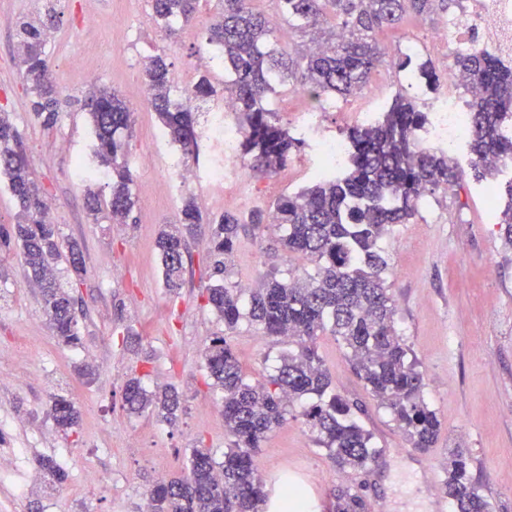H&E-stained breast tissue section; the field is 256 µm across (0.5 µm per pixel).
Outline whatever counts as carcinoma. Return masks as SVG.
<instances>
[{
	"label": "carcinoma",
	"mask_w": 512,
	"mask_h": 512,
	"mask_svg": "<svg viewBox=\"0 0 512 512\" xmlns=\"http://www.w3.org/2000/svg\"><path fill=\"white\" fill-rule=\"evenodd\" d=\"M199 2L152 0L153 18L173 37L196 25ZM252 2L215 0L217 12L206 26V44L222 53L224 82L217 83L205 69L187 93L212 106L226 99L235 104L231 118L247 130L238 154L260 177L279 172L289 153L304 145L269 100L276 85L299 74L302 90L318 102L363 98L370 73L383 62L379 30L398 26L411 13L446 16L451 22L459 5V0H275L278 18L294 29L305 34L319 29L330 10L342 32L340 37L331 33L315 53L299 47L291 54L273 47L270 17L256 11ZM55 22L51 9L46 20L24 21L18 30L20 76L32 94V111L47 125L56 121L61 104L44 51V30ZM451 57L466 80L471 130L464 155L476 180L486 182L494 195L508 198L500 223L512 243V180L499 182V169L489 165L512 163V67L494 51L466 45L453 48ZM396 68L406 73L407 88L392 96L374 124L349 128L351 152L336 176L315 180L246 216L226 211L208 223L195 196L187 194L180 222L159 233L156 246L169 292L180 287L183 272L184 255L176 251L177 245L201 235L213 274L224 277V283L211 285L206 296L224 327L232 330L246 318L264 335L285 338L294 348L282 355L280 366L265 381L252 384L244 378L227 338L210 340L203 357L214 386L224 391V430L230 444L222 462L208 448L192 449L186 475L150 490V512H265L267 493L255 455L290 417L301 420L336 467L366 470L375 465L380 449L355 416L361 407L339 394L327 395L330 379L316 345L319 333L327 329L412 448L426 451L437 439L441 422L424 398V374L409 360L410 348L395 327L385 245L400 226L414 222L428 195L459 185L465 170L448 151L430 149L418 137L429 124L428 100L442 87L432 61L406 54L398 58ZM142 72L149 103L166 135L183 155L195 154L196 118L192 109L171 99L167 54L149 57ZM83 109L95 135L96 170L110 188L104 203L99 194L88 191L92 211L112 224H124L136 205L128 164L133 113L118 92L106 87L89 93ZM0 175L19 207L12 229L0 230V249L20 250L28 277L42 290L58 343L76 347L81 343V314L57 279L55 266L62 261L79 276L84 272L82 253L75 243L62 246L56 225L46 220L30 159L17 131L2 116ZM272 213L280 231L277 244L306 256L316 272L289 278L270 273L246 294L231 280L239 231L244 224L260 228ZM305 398L312 403L294 410L293 403ZM179 405L173 387L152 392L139 377L124 384L123 406L132 414L153 406L172 422ZM51 410L58 429L66 432L78 426L79 412L66 397L54 396ZM447 474L443 492L452 512H491L490 493L469 475L463 454L448 463ZM334 498V512H369L365 497L354 488L341 489Z\"/></svg>",
	"instance_id": "carcinoma-1"
}]
</instances>
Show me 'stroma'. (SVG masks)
Masks as SVG:
<instances>
[{
	"label": "stroma",
	"mask_w": 512,
	"mask_h": 512,
	"mask_svg": "<svg viewBox=\"0 0 512 512\" xmlns=\"http://www.w3.org/2000/svg\"><path fill=\"white\" fill-rule=\"evenodd\" d=\"M50 9L59 21L45 51L63 95L56 122L46 126L32 112L31 93L19 75L16 33L21 22ZM198 9L196 28L170 38L156 24L151 0H0V111L22 137L33 176L54 205L52 222L62 241L82 251L81 276L63 267L57 275L87 312L81 345H59L18 250H0V512H147L148 491L183 475L192 448L211 449L220 461L230 442L221 397L206 383L202 350L210 338L226 336L253 382L264 381L288 348L245 320L225 330L205 301L213 280L204 242H188L177 294L164 287L156 239L163 225L177 223L181 202L170 197L163 161L133 167L136 206L126 224L95 220L86 189L71 172L73 154L93 149L92 127L75 100L94 85L117 90L130 107L129 153L152 148L161 125L147 101L141 63L163 52L172 75L187 73L203 49L213 4L201 0ZM89 13L97 26L85 31L82 20ZM443 24L435 15H411L398 29L380 32L388 63L372 73L370 88L395 94L400 77L393 61L405 38L419 39L422 57L438 60L441 51L429 38ZM76 52L85 53L94 82L60 66L61 56ZM271 102L286 121L298 112L324 111L331 132L341 135L348 128L345 114L354 107L350 101L321 107L292 80L277 86ZM308 159L307 148L292 151L285 168L244 181L238 193L196 189V197L211 199L203 215H244L296 192L305 185L299 171ZM481 189L468 178L437 191L386 247L397 326L441 421L434 447L424 453L412 448L353 374L344 348L326 334L317 347L332 389L363 402L362 420L382 455L368 471L338 470L308 429L291 420L257 451L267 490L287 480L300 483L314 512H332L334 491L346 486L360 487L370 507L382 512H437L448 452L459 448L472 479L490 490L495 512H512V245L486 212ZM274 270L304 276L315 266L278 249L273 231L246 228L233 280L255 287ZM22 375L29 384L14 385ZM134 375L150 390L177 389L182 409L175 424L124 408L123 386ZM57 393L67 394L80 411L73 431H60L49 415ZM42 457L63 469L62 485L28 483V472ZM90 472L95 482H87Z\"/></svg>",
	"instance_id": "35a3bbf8"
}]
</instances>
